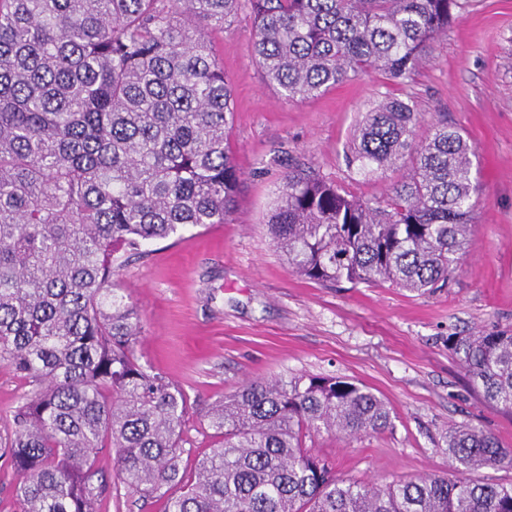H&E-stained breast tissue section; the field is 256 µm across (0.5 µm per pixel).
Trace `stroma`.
I'll return each mask as SVG.
<instances>
[{
	"label": "stroma",
	"mask_w": 512,
	"mask_h": 512,
	"mask_svg": "<svg viewBox=\"0 0 512 512\" xmlns=\"http://www.w3.org/2000/svg\"><path fill=\"white\" fill-rule=\"evenodd\" d=\"M458 20L430 46L412 79L362 74L304 101L281 99L238 14L203 22L233 89L229 140L241 172L226 224L150 243L119 277L141 314L139 363L177 384L189 414L181 468L193 476L219 439L199 416L245 382L338 375L388 405L393 426L349 438L309 433L311 453L338 477L385 485L448 472V431L476 425L512 448V415L490 406L448 346L449 337L512 329V0H462ZM412 98L422 127L438 120L474 146L479 192L459 269L429 294L388 286H325L289 271L267 229L289 167H309L360 198L384 194L393 174L357 176L346 162L355 125L385 95ZM31 384L0 363V445Z\"/></svg>",
	"instance_id": "1"
}]
</instances>
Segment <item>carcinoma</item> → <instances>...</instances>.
Wrapping results in <instances>:
<instances>
[{"label":"carcinoma","instance_id":"cac0c4a2","mask_svg":"<svg viewBox=\"0 0 512 512\" xmlns=\"http://www.w3.org/2000/svg\"><path fill=\"white\" fill-rule=\"evenodd\" d=\"M460 0H0V362L33 385L0 449L23 512H97L119 494L95 467L165 512H512V486L465 473L512 469L475 426L448 432V475L385 486L341 479L303 436L392 427L380 397L344 377L251 382L201 413L222 441L184 481L191 406L132 353L138 312L118 253L226 224L240 187L233 91L201 21L242 11L265 81L305 100L364 73L410 79L459 18ZM412 99L386 96L355 126L347 164L400 179L359 199L285 172L268 229L288 269L322 284H447L469 244L475 148ZM493 407L512 412V330L453 336Z\"/></svg>","mask_w":512,"mask_h":512}]
</instances>
